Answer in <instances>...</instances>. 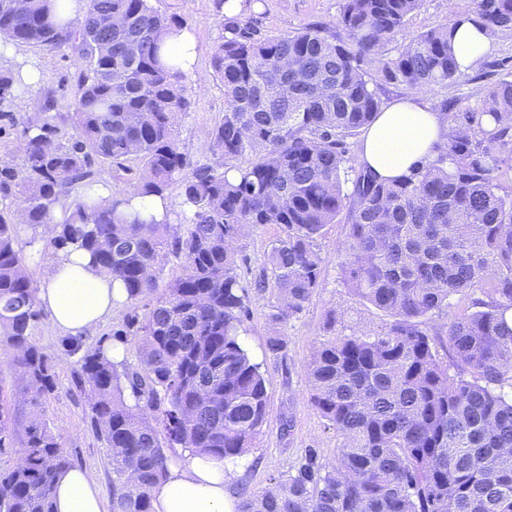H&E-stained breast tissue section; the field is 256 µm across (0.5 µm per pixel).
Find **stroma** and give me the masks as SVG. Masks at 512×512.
Returning a JSON list of instances; mask_svg holds the SVG:
<instances>
[{"label": "stroma", "mask_w": 512, "mask_h": 512, "mask_svg": "<svg viewBox=\"0 0 512 512\" xmlns=\"http://www.w3.org/2000/svg\"><path fill=\"white\" fill-rule=\"evenodd\" d=\"M152 4L160 12L177 15L194 30L199 41V65L210 77L203 85L188 83L191 107L180 115L175 137L190 166L215 164L218 157L209 149L208 133L223 119L225 102L224 85L211 71L213 53L224 36V14L216 0H152ZM243 4L239 23L248 24L256 36L263 38L306 26L334 24L342 0H243ZM455 10L470 12L471 0H423L422 8L408 19L407 31L413 34L446 25ZM19 52L23 61L35 62L39 68L33 91L40 101H52V124L59 139L72 140V115L81 67L77 51L69 46L51 49L25 44ZM504 78L512 80V37L494 39L491 52L475 68L447 86L424 91L423 96L434 105L448 99L462 112L476 108L484 90ZM347 230L348 221L343 216L325 227L318 241L323 259L322 286L302 313L281 326V333L288 338L284 356L273 358L265 353L272 328L268 314L275 302L274 291L254 293L249 298L250 316L244 323V339L252 355L264 363L268 423L255 447L247 453L246 466L232 481V500L267 486L270 477L286 471L302 449H318L321 459L327 462L335 461L339 455L341 437L328 428L308 400L306 366L323 334L325 315L336 311L339 317L336 330L345 335L374 333L389 321L384 313L360 303L343 284L337 248L345 240ZM278 234L276 227L254 226L236 241V262L242 276L260 272L269 244ZM36 336L59 377L58 390L46 409V418L61 434L72 464L90 466L102 491H109L111 461L91 425L87 401L75 392L72 382L78 358L66 352L62 336L50 328L48 315H41Z\"/></svg>", "instance_id": "35a3bbf8"}]
</instances>
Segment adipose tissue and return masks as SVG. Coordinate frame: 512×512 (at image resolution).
Returning <instances> with one entry per match:
<instances>
[{
	"instance_id": "ef3b65f1",
	"label": "adipose tissue",
	"mask_w": 512,
	"mask_h": 512,
	"mask_svg": "<svg viewBox=\"0 0 512 512\" xmlns=\"http://www.w3.org/2000/svg\"><path fill=\"white\" fill-rule=\"evenodd\" d=\"M448 38L463 71L475 67L492 49V40L478 21L462 13L453 15ZM164 42L182 56L183 76L203 83L205 75L197 66L200 47L194 34L187 27L173 26ZM447 135L448 121L443 113L425 99L406 98L384 107L364 130L359 157L379 179L391 180L433 157ZM40 263L45 275L38 300L49 311L52 328L60 333L92 334L126 299L123 288L114 285L111 276L100 273L89 254L75 246L48 250ZM151 495L155 512H234L223 462L188 448L169 463ZM54 506L56 512H107L106 501L87 466L59 474Z\"/></svg>"
}]
</instances>
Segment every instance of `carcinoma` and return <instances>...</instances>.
Returning a JSON list of instances; mask_svg holds the SVG:
<instances>
[{"label":"carcinoma","instance_id":"obj_1","mask_svg":"<svg viewBox=\"0 0 512 512\" xmlns=\"http://www.w3.org/2000/svg\"><path fill=\"white\" fill-rule=\"evenodd\" d=\"M423 0H344L334 26L257 38L231 23L213 54L224 83V119L208 133L222 163L189 177L174 135L191 101L180 57L163 34L182 25L151 0H88L68 20L65 4L0 0V38L55 48L71 44L84 63L77 82L75 139L52 125H23L21 164L0 165V197L24 205L25 225H51L46 239H21L0 211V346L15 375V401L0 404V512H54L58 474L71 461L44 419L57 375L33 332L37 288L25 247L77 245L126 293L130 308L112 340L137 339L139 363L113 361L100 339L79 355L73 383L112 463V512H153L150 490L167 471L169 448L244 456L267 423V389L242 339L249 292L276 291L273 325L289 321L321 287L316 250L324 228L347 212L339 248L344 283L391 318L379 332L325 335L306 373L309 400L343 439L338 461L306 448L238 512H512V81L488 87L477 108L448 111L436 156L380 181L350 163L345 140L370 126L386 83L435 89L461 74L446 27L406 33ZM492 37H512V0H471ZM122 24L108 31L99 19ZM27 91L0 75V110ZM133 160L141 172L125 198L103 200L95 166ZM179 189L192 215L178 224L146 219L133 198ZM74 196L63 221L53 211ZM272 224L266 267L237 272L234 242L244 228ZM182 274L164 289L169 256ZM455 295L471 310L446 321ZM276 330L266 353L285 354ZM444 349L447 361L439 357Z\"/></svg>","mask_w":512,"mask_h":512}]
</instances>
